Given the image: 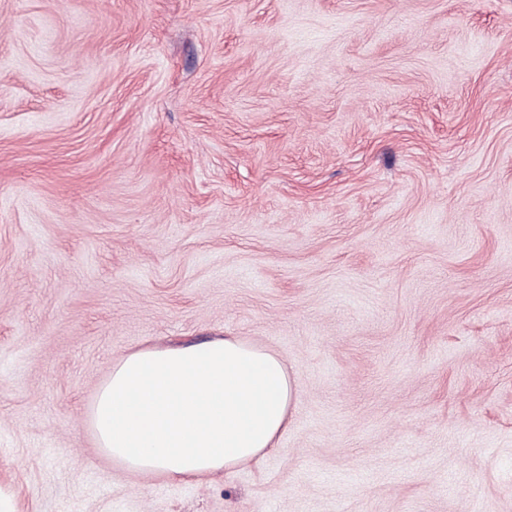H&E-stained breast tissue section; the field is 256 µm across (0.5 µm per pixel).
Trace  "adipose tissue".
I'll return each instance as SVG.
<instances>
[{"mask_svg":"<svg viewBox=\"0 0 512 512\" xmlns=\"http://www.w3.org/2000/svg\"><path fill=\"white\" fill-rule=\"evenodd\" d=\"M295 399L281 357L224 336L125 354L88 424L101 452L129 470L192 482L276 450Z\"/></svg>","mask_w":512,"mask_h":512,"instance_id":"adipose-tissue-1","label":"adipose tissue"}]
</instances>
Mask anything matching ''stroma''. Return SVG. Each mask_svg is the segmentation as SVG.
Listing matches in <instances>:
<instances>
[{
	"label": "stroma",
	"instance_id": "1",
	"mask_svg": "<svg viewBox=\"0 0 512 512\" xmlns=\"http://www.w3.org/2000/svg\"><path fill=\"white\" fill-rule=\"evenodd\" d=\"M217 336L278 450L106 458L113 362ZM0 512H512V0H0Z\"/></svg>",
	"mask_w": 512,
	"mask_h": 512
}]
</instances>
